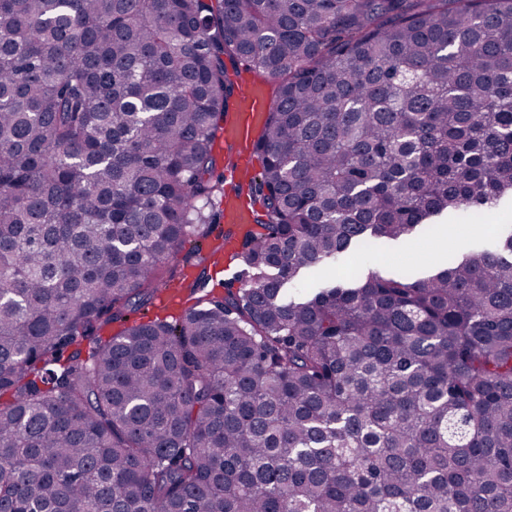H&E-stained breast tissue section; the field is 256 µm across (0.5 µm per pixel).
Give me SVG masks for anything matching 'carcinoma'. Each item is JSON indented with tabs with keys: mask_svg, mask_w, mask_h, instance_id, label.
Segmentation results:
<instances>
[{
	"mask_svg": "<svg viewBox=\"0 0 512 512\" xmlns=\"http://www.w3.org/2000/svg\"><path fill=\"white\" fill-rule=\"evenodd\" d=\"M239 63L248 279L131 322L211 233ZM508 196L512 0H0V512H512V233L286 294Z\"/></svg>",
	"mask_w": 512,
	"mask_h": 512,
	"instance_id": "cac0c4a2",
	"label": "carcinoma"
}]
</instances>
